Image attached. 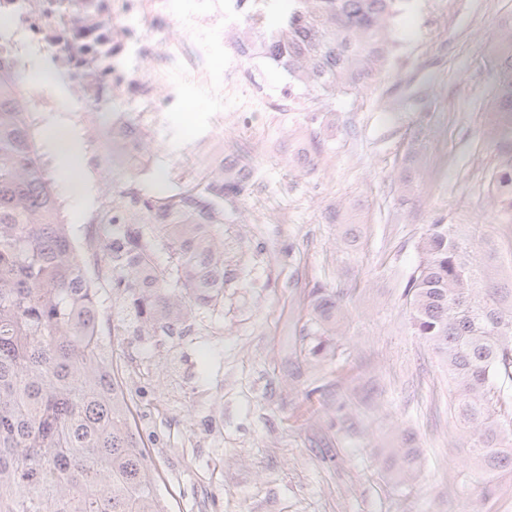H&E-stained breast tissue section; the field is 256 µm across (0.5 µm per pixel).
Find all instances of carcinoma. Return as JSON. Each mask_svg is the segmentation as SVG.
Returning a JSON list of instances; mask_svg holds the SVG:
<instances>
[{
  "instance_id": "obj_1",
  "label": "carcinoma",
  "mask_w": 512,
  "mask_h": 512,
  "mask_svg": "<svg viewBox=\"0 0 512 512\" xmlns=\"http://www.w3.org/2000/svg\"><path fill=\"white\" fill-rule=\"evenodd\" d=\"M403 0H293L254 36L263 57L320 95L358 92L393 52L392 19ZM497 111L512 117V54L502 67ZM136 124L112 128L124 158ZM490 185L512 212V138ZM252 174L230 156L199 190L142 201L112 225L107 247L115 336L182 334L197 310L224 297V233L213 198L240 194ZM166 261L158 262V250ZM404 295L410 322L448 367L454 417L469 433L468 454L486 474L512 475V281L480 224L428 225ZM311 353L334 354L342 295L317 288ZM95 282L60 220L41 168L28 114L0 81V512H168L122 381L100 344ZM390 478L417 479L419 450L405 437L388 449Z\"/></svg>"
}]
</instances>
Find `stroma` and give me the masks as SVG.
<instances>
[{"instance_id": "1", "label": "stroma", "mask_w": 512, "mask_h": 512, "mask_svg": "<svg viewBox=\"0 0 512 512\" xmlns=\"http://www.w3.org/2000/svg\"><path fill=\"white\" fill-rule=\"evenodd\" d=\"M395 50L370 88L333 100L292 83L267 59L240 69L270 106L252 115L191 96L148 135L152 180L113 163L111 107L85 121L68 77L52 111L32 115L61 220L78 249L103 246L104 198L134 189L166 198L195 187L210 150L240 148L257 171L224 200V297L196 312L185 336L115 337L109 352L161 474L171 512H512V479L490 480L465 452L449 411L447 369L417 336L404 290L429 224H485L512 241V214L489 187L502 165L495 98L512 54V0H404ZM61 135L46 138L48 124ZM312 164L297 161L312 133ZM78 143L88 198L54 164ZM344 294L333 360L312 355V291ZM351 402L336 412V387ZM409 435L417 482L386 471Z\"/></svg>"}]
</instances>
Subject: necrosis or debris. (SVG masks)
<instances>
[{"label": "necrosis or debris", "instance_id": "necrosis-or-debris-1", "mask_svg": "<svg viewBox=\"0 0 512 512\" xmlns=\"http://www.w3.org/2000/svg\"><path fill=\"white\" fill-rule=\"evenodd\" d=\"M194 0L182 13L176 0H0V16L17 26L16 37L0 42V57L17 62L25 43L35 44L71 78L75 111L89 113L119 101L147 113L159 127L188 92L224 103V87L237 88V107L255 112L265 95L239 85V68L212 78L214 54L237 53L232 37L241 27L262 30L268 0Z\"/></svg>", "mask_w": 512, "mask_h": 512}]
</instances>
